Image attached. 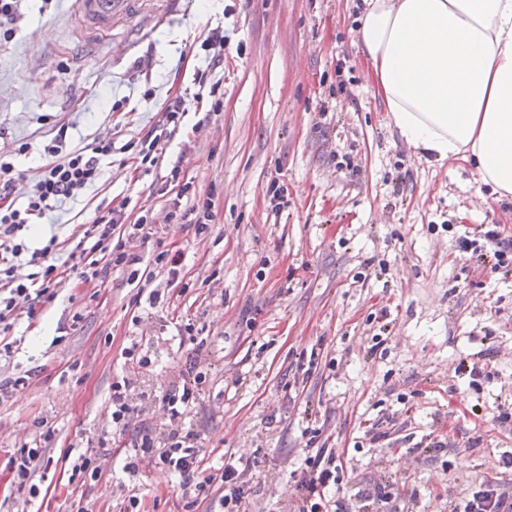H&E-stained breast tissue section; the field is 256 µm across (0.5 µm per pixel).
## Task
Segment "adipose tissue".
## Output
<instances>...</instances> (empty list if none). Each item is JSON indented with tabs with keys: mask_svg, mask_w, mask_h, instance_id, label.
Instances as JSON below:
<instances>
[{
	"mask_svg": "<svg viewBox=\"0 0 512 512\" xmlns=\"http://www.w3.org/2000/svg\"><path fill=\"white\" fill-rule=\"evenodd\" d=\"M358 39L386 119L512 197V0H368Z\"/></svg>",
	"mask_w": 512,
	"mask_h": 512,
	"instance_id": "obj_1",
	"label": "adipose tissue"
}]
</instances>
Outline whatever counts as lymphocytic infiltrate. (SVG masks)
<instances>
[{
	"instance_id": "obj_1",
	"label": "lymphocytic infiltrate",
	"mask_w": 512,
	"mask_h": 512,
	"mask_svg": "<svg viewBox=\"0 0 512 512\" xmlns=\"http://www.w3.org/2000/svg\"><path fill=\"white\" fill-rule=\"evenodd\" d=\"M231 43L226 30L212 29L205 41L210 51L205 68L194 74L195 93L173 97L164 114L167 123H178L192 103L200 102L204 94H218L222 83L214 73L224 61V49ZM69 127L62 124L55 136L44 145L45 164L36 170L31 182H24L22 174L12 162L0 159V353H11L14 312L17 299L30 300L38 305L55 296L56 280L74 275L86 283L94 282L99 264L133 265L136 257L116 242L115 232L125 221L122 208H99L92 223L80 225L67 243H60L57 234H49L40 246H29L27 231L34 220L45 218L58 204L74 201L95 185L103 174L105 161L114 150L134 152L141 164L157 165L159 136L146 134L135 142L115 146L111 137L103 136L86 147L69 148ZM23 194L24 205H17L16 194ZM26 268L25 276H18L19 268ZM197 433L186 431L173 434L169 448L148 457V464H162L177 473L183 483L202 480L210 484L202 461L196 452ZM307 470L301 481L305 491L299 512H330L329 501L323 490L337 482L339 469L334 456L325 449H317L307 457Z\"/></svg>"
}]
</instances>
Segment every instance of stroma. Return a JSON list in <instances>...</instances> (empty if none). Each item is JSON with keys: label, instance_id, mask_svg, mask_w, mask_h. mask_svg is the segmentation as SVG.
<instances>
[{"label": "stroma", "instance_id": "stroma-1", "mask_svg": "<svg viewBox=\"0 0 512 512\" xmlns=\"http://www.w3.org/2000/svg\"><path fill=\"white\" fill-rule=\"evenodd\" d=\"M364 7L187 0L158 26L164 0H137L105 42L80 30L70 0H29L0 48V154L29 179L39 157L19 144L62 123L77 149L108 133L138 141L192 88L209 29L241 46L216 71L219 109L207 97L189 110L157 166L114 154L79 202L33 226L64 237L124 201L155 232L123 238L141 278L105 267L94 287L63 279L36 317L17 304L14 362L29 378L0 403V512H127L134 499L141 512H224L217 475L231 463L247 512H298L320 448L342 467L328 496L344 512H453L484 483L512 500V421L499 420L512 412V273L485 260L512 240V201L484 203L469 165L429 161L388 125L356 46ZM122 97L127 111H112ZM175 167L189 203H211L205 232L165 219L159 189ZM164 248L180 255L176 276L154 263ZM199 373L171 419L163 396ZM124 376L136 411L116 438L109 391ZM46 427L34 497L13 461ZM185 429L216 476L201 491L134 445L146 436L159 451ZM69 451L99 478H72Z\"/></svg>", "mask_w": 512, "mask_h": 512}]
</instances>
